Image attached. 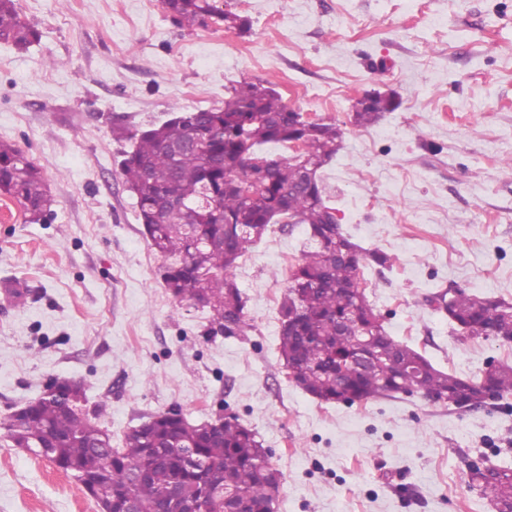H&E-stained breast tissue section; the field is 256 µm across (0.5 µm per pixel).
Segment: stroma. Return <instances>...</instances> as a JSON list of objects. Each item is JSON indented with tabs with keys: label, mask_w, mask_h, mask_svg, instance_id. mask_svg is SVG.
<instances>
[{
	"label": "stroma",
	"mask_w": 512,
	"mask_h": 512,
	"mask_svg": "<svg viewBox=\"0 0 512 512\" xmlns=\"http://www.w3.org/2000/svg\"><path fill=\"white\" fill-rule=\"evenodd\" d=\"M42 33L0 44V141L40 165L55 200L27 222L0 194V417L49 377L104 402L113 444L141 416L237 417L281 471L277 512H494L470 464L512 467V401L459 411L420 395L324 404L286 377L277 350L288 270L305 225H273L234 269L249 330L214 335L178 307L120 163L170 108L224 103L265 81L288 107L344 130L320 176L342 231L390 256L364 276L396 340L475 378L512 344L452 330L431 297L458 288L512 301V0H216L251 21L174 25L159 0H20ZM401 105L351 125L364 94ZM18 283L23 302L4 288ZM0 512H99L75 481L0 435Z\"/></svg>",
	"instance_id": "stroma-1"
}]
</instances>
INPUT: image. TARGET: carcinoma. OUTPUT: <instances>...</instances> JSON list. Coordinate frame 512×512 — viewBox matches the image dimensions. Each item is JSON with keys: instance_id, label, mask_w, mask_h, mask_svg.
Masks as SVG:
<instances>
[{"instance_id": "obj_1", "label": "carcinoma", "mask_w": 512, "mask_h": 512, "mask_svg": "<svg viewBox=\"0 0 512 512\" xmlns=\"http://www.w3.org/2000/svg\"><path fill=\"white\" fill-rule=\"evenodd\" d=\"M178 27H204L222 22L227 28L250 29L247 18L221 11L215 0H160ZM41 32L22 17L19 0H0V43L25 47L41 40ZM399 102L391 95L366 94L354 105L353 125L368 128ZM174 116L145 130L112 123V138L135 141L121 163V175L134 194L138 218L150 245L167 261L163 280L181 306H201L211 314L210 332L242 336L247 298L232 274L239 259L274 224L291 218L306 226L310 249L290 269L288 287L279 304L278 352L293 368L292 383L321 403L361 404L419 392L435 403L458 408L483 405L481 389L500 400L512 397V365L485 370L477 379L443 371L418 349L395 340L369 300L363 268L371 261L392 267L390 258L367 252L328 222L329 201L320 180H305L292 157L258 153L265 144L298 147L299 157L316 170L330 163L341 147L344 130L334 122L307 126L261 81L231 85L224 105L185 109L173 105ZM205 136L202 148L174 155L171 147ZM253 182L244 195L241 184ZM14 198L37 222L51 212L41 168L19 148L0 142V194ZM160 199L189 206L191 222L180 210L156 209ZM433 309L457 331L473 340H493L512 333V302L480 297L462 290L437 293ZM71 398L39 396L24 406L22 419L0 418V430L17 447L46 452L54 466L73 478L78 489L107 512H123L133 499L139 512H157L171 503L172 486L181 482L195 501L223 512H275L281 473L256 433L235 417L208 428L193 424L176 410L157 411L129 428L122 444L102 423L105 405L88 408L82 382L61 379ZM192 448L208 463L189 467L180 455ZM151 475L136 480L137 472ZM108 479L112 494L102 497ZM468 486L512 512V467L490 466L471 472Z\"/></svg>"}]
</instances>
